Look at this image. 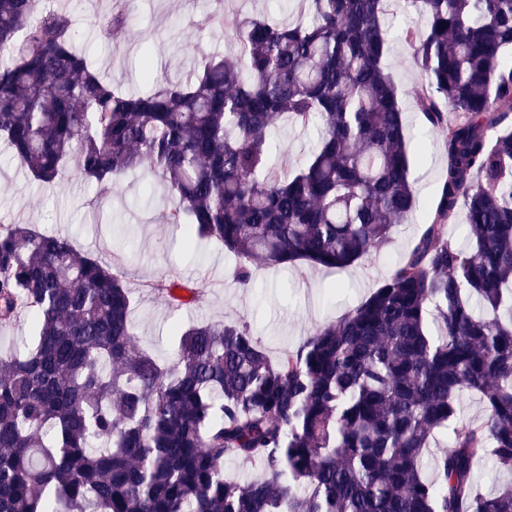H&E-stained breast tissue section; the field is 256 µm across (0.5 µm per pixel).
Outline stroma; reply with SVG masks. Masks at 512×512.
Wrapping results in <instances>:
<instances>
[{"mask_svg":"<svg viewBox=\"0 0 512 512\" xmlns=\"http://www.w3.org/2000/svg\"><path fill=\"white\" fill-rule=\"evenodd\" d=\"M112 0H46L47 8L68 12L86 52L115 88L142 90L140 69L150 62L161 80H185L201 55L236 58L237 46L222 29L205 26L212 0H127L122 30L103 36L94 19L105 15ZM228 13H262L290 23L310 17L299 4L282 0H223ZM387 65L399 87L410 128L420 125L415 90L419 76L404 43L394 42ZM316 133L279 122L272 130V163L285 173L300 165L313 148ZM411 180L420 206L400 224L390 246L346 269L304 266L275 269L251 266L252 280L240 286L233 278L237 259L223 246L189 249L182 227L163 223L162 209L176 208L150 166L122 177L107 196L69 171L52 185L34 182L7 145L0 143V226L32 224L47 234H64L83 250L111 265L133 292L132 319L137 344L155 355L173 358L179 338L175 326L198 322L248 325L270 358L302 343L318 325L339 320L394 270L397 259L420 233L428 218L429 199L439 183L445 159L442 145L430 136L410 143ZM165 277L204 288L199 302L174 310L154 297L148 284Z\"/></svg>","mask_w":512,"mask_h":512,"instance_id":"1","label":"stroma"}]
</instances>
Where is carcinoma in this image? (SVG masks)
Instances as JSON below:
<instances>
[{
  "instance_id": "obj_1",
  "label": "carcinoma",
  "mask_w": 512,
  "mask_h": 512,
  "mask_svg": "<svg viewBox=\"0 0 512 512\" xmlns=\"http://www.w3.org/2000/svg\"><path fill=\"white\" fill-rule=\"evenodd\" d=\"M308 25L210 16L240 60L203 56L186 81L130 95L41 0H0V139L33 180L73 166L102 194L149 163L191 245L249 264L343 269L415 209L385 16L391 0H299ZM421 126L446 171L421 235L360 303L273 361L248 326H191L177 362L139 349L122 277L61 234L0 227V327L33 348L0 357V512H512L477 464L512 471V0H409ZM118 6L101 21L124 27ZM319 127L284 177L270 131ZM465 244L448 234L458 209ZM170 307L202 289L159 278ZM436 329H431L430 324ZM478 394L487 418L465 421ZM448 444L424 458L438 435ZM259 465L241 482L224 460ZM36 340V329L29 319H22L16 324L0 328V356L12 353L17 345L23 341L32 346Z\"/></svg>"
}]
</instances>
